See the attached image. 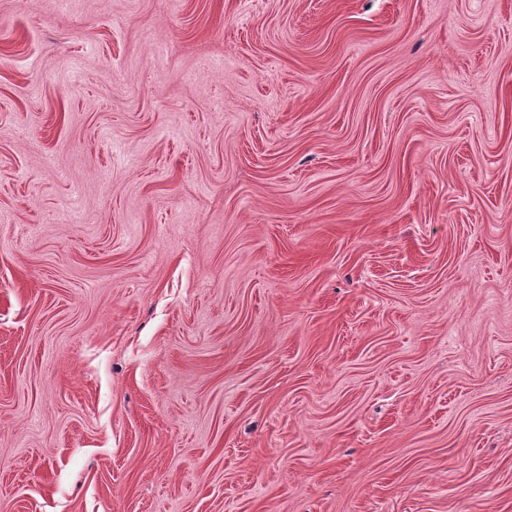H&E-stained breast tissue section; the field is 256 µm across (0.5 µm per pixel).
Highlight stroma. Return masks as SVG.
Listing matches in <instances>:
<instances>
[{
  "mask_svg": "<svg viewBox=\"0 0 512 512\" xmlns=\"http://www.w3.org/2000/svg\"><path fill=\"white\" fill-rule=\"evenodd\" d=\"M0 512H512V0H0Z\"/></svg>",
  "mask_w": 512,
  "mask_h": 512,
  "instance_id": "stroma-1",
  "label": "stroma"
}]
</instances>
